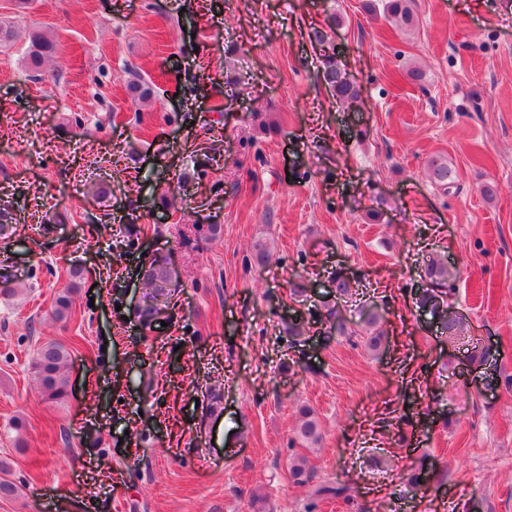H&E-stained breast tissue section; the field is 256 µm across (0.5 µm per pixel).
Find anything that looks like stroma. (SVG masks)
<instances>
[{"label":"stroma","instance_id":"35a3bbf8","mask_svg":"<svg viewBox=\"0 0 512 512\" xmlns=\"http://www.w3.org/2000/svg\"><path fill=\"white\" fill-rule=\"evenodd\" d=\"M365 2L0 0L17 33L0 42V211L16 229L0 265L23 287L0 301V458L19 487L0 512H303L295 456L350 488L317 512H512V11L412 0L407 28ZM36 29L57 52L33 79ZM331 62L357 104L323 81ZM135 75L150 101L133 99ZM435 155L450 191L426 176ZM130 224L159 231L137 240ZM181 224L223 231L190 250ZM155 253L180 286L148 333L131 313ZM431 259L448 266L458 335L414 303ZM73 267L83 286L61 321ZM330 304L355 329L377 312L382 348L330 332ZM291 315L304 342L282 332ZM468 336L496 362L470 366ZM49 340L71 350L62 404L31 374ZM206 387L218 415L197 403ZM303 407L322 431L309 448L295 442ZM424 456L437 478L407 491ZM68 285L63 288L55 299L56 317L63 319L68 318L72 309V293L76 288H81L83 276L80 270L70 269L68 272Z\"/></svg>","mask_w":512,"mask_h":512}]
</instances>
